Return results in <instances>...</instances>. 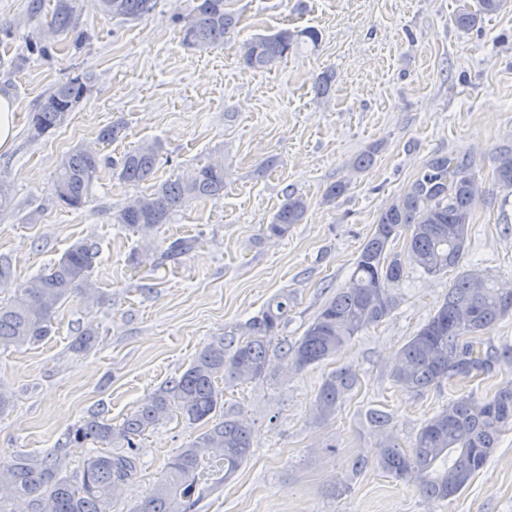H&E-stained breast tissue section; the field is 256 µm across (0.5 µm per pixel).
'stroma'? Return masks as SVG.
Returning <instances> with one entry per match:
<instances>
[{
	"instance_id": "obj_1",
	"label": "stroma",
	"mask_w": 512,
	"mask_h": 512,
	"mask_svg": "<svg viewBox=\"0 0 512 512\" xmlns=\"http://www.w3.org/2000/svg\"><path fill=\"white\" fill-rule=\"evenodd\" d=\"M463 0H233L240 22L224 45H183L177 17L192 0H158L139 21L100 14L76 0L78 29L55 34L48 55L31 54L58 0H0V90L16 103L13 145L0 152V181L14 198L0 214V260L12 275L0 301L57 261L72 245L95 242L91 278L100 303H64L52 333L35 345L0 350V387L14 406L0 417V458L22 451L43 456L67 441L90 415L120 424L150 393L179 376L226 327L247 322L288 292L295 305L280 339L295 342L321 306L345 287L381 210L439 160L467 166L487 190L473 211L463 269L512 287V191L494 179L496 150L512 147V4L480 27L459 29ZM319 31L318 45H300L266 72L246 68V40L282 28ZM331 77L317 95L315 82ZM87 74L89 92L65 122L34 139L29 122L44 95ZM122 131L99 142L105 127ZM163 150L153 181L133 185L102 169L84 207L57 203L52 182L71 149L120 157L143 143ZM371 153L364 171L352 168ZM224 161L220 196L193 200L169 223L141 236L117 224L120 209L154 186L184 177L208 159ZM346 191L324 202L326 189ZM308 210L287 237H266L285 192ZM193 237L188 254L158 267L136 266L135 252L164 250ZM455 271L429 276L405 266L393 283L399 298L383 322L355 337L338 355L299 373L286 361L270 379L224 384L226 406L251 429L252 454L234 477L205 490L194 512H512V428L487 464L456 497L434 501L394 480L375 463L386 436L409 445L423 421L466 388L478 395L512 382V366L472 385L441 384L408 393L389 377L398 349L438 309ZM93 326L98 343L85 354L71 341ZM341 366L359 382L334 416L314 420L323 377ZM388 413L377 428L370 409ZM202 430L182 417L148 429L141 467L112 512H129L161 480L169 459ZM366 468L350 473L354 456ZM347 483L348 491L335 488Z\"/></svg>"
}]
</instances>
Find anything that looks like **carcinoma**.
<instances>
[{
    "instance_id": "carcinoma-1",
    "label": "carcinoma",
    "mask_w": 512,
    "mask_h": 512,
    "mask_svg": "<svg viewBox=\"0 0 512 512\" xmlns=\"http://www.w3.org/2000/svg\"><path fill=\"white\" fill-rule=\"evenodd\" d=\"M105 16L139 19L148 15L157 0H95ZM509 0H477L476 9L461 8L456 25L472 29L486 15L507 7ZM182 42L208 49L224 44L234 34L238 20L227 0H195L186 17L178 18ZM52 29H75L73 7L64 4L48 22ZM314 29H279L258 35L241 45V61L254 70H268L294 52L299 44H316ZM88 90L87 78L76 76L57 85L32 115L35 136H43L65 119L64 112L79 103ZM160 145L143 144L119 159L79 147L59 166L52 190L58 202L71 208L89 199L101 169L119 172L127 183L146 182L159 162ZM496 183L512 189V148L494 157ZM224 160L213 158L186 179L177 178L140 195L123 207L117 223L147 234L191 200L211 198L224 191ZM485 190L470 170L443 159L431 172L380 214L374 233L356 259L347 287L327 300L297 341H278L280 327L288 320L292 298L274 297L257 316L234 325L207 343L187 369L146 397L119 425L93 416L72 429L68 444L85 448L120 443L122 452L89 456L78 479L67 475L68 454L36 456L16 453L0 460V487L11 490L9 512H111L112 502L140 469L137 438L179 413L203 431L168 462L165 476L131 512H193L202 495L205 470L214 466L220 484L230 480L252 453L250 427L241 412L224 408L221 379L253 382L271 376L274 361L287 357L296 372L339 353L356 336L388 317L397 306L389 283L399 279L409 264L429 276H438L459 265L467 247L473 209ZM306 199L285 193L284 200L266 225L270 237L283 238L302 223ZM408 234L407 251L392 252L390 244ZM195 247L192 240L175 239L163 253L147 258L154 267ZM98 256L96 246L77 242L47 271L15 289L9 301L0 302V349L36 344L50 335L59 308L69 299L100 302L91 271ZM512 315V287L499 285L476 272H464L448 290L436 312L397 352L390 369L394 384L420 393L444 381H470L512 364V348L502 351L485 344L484 332ZM98 333L91 326L77 330L71 348L76 353L92 350ZM359 381L351 367H341L322 381L312 407L315 418L336 413L344 395ZM512 425V385L479 397L470 392L421 424L404 449L391 437L376 453L379 467L397 481H415L421 492L438 501L458 495L487 463L506 427Z\"/></svg>"
}]
</instances>
